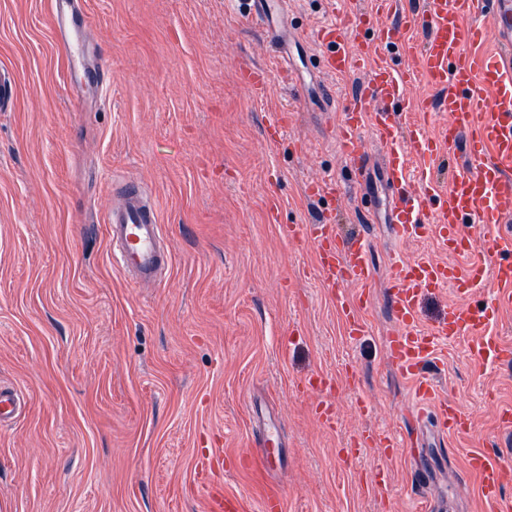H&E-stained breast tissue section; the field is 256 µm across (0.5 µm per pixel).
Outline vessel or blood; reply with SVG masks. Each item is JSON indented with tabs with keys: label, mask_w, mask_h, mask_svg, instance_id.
Wrapping results in <instances>:
<instances>
[{
	"label": "vessel or blood",
	"mask_w": 512,
	"mask_h": 512,
	"mask_svg": "<svg viewBox=\"0 0 512 512\" xmlns=\"http://www.w3.org/2000/svg\"><path fill=\"white\" fill-rule=\"evenodd\" d=\"M287 0H249L250 13L265 30L275 48H282L278 17ZM87 0H51V23L69 72H78L91 83L101 80L104 64L86 43L92 23ZM399 0H372L369 8L332 23L318 33L325 48L321 65L325 72L344 75L360 67L364 58L349 45L351 30L367 31L363 44L385 49L401 43L404 28L423 34L415 44L419 63L402 73L392 71L381 59L374 60L366 83L354 93V104L340 129L342 151L357 161L366 174L368 157L360 144L370 131L383 154L381 174L390 191L387 221L399 238L438 234L451 251L469 250L485 231L500 226L503 252L493 264L481 262L458 270L445 264L395 258L388 284V301L399 326L389 342L388 355L411 379L422 402L435 414L439 431L454 436L469 431L468 424L447 399L438 397L424 375L433 353L432 343L418 328L416 304L419 289L455 286L461 300L449 304L448 319L437 329L441 341L469 337L475 358L512 360V347L485 334L487 321L512 308V0H426L420 12L406 22H388ZM494 41L486 54L479 47ZM425 76L440 92L431 103H420L418 112L432 116L447 113L436 122L432 135L407 134L400 118L409 82ZM494 94L493 112H484L487 94ZM463 154L466 166L453 170L447 184L422 173L424 191L411 187V164L430 165L440 158ZM112 257L134 282L157 280L170 261L166 233L157 203L145 185L126 182L104 217ZM319 268L330 287L355 288L364 295L373 273L364 240L346 241L323 232L315 236ZM493 279L498 288L484 308L472 306L478 284ZM477 478L485 512H512V499L501 494L512 480V465L484 451L467 459Z\"/></svg>",
	"instance_id": "obj_1"
}]
</instances>
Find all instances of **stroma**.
Masks as SVG:
<instances>
[{"instance_id":"obj_1","label":"stroma","mask_w":512,"mask_h":512,"mask_svg":"<svg viewBox=\"0 0 512 512\" xmlns=\"http://www.w3.org/2000/svg\"><path fill=\"white\" fill-rule=\"evenodd\" d=\"M369 2L290 0L299 86L242 0H88L110 88L77 112L49 0H0L15 77L0 111V387L24 403L0 423V512H207L216 491L265 512L274 489L280 512H483L464 464L477 438L512 457L497 420L512 363L475 360L465 336L439 345L428 376L472 430L437 434L389 358L385 292L393 254L463 269L499 240L458 254L363 223L373 200L338 130L369 69L322 73L314 35ZM256 69L261 96L240 78ZM124 175L152 190L169 238L153 286L112 264L103 216ZM312 224L367 238L362 335L342 317L352 292L317 269Z\"/></svg>"}]
</instances>
